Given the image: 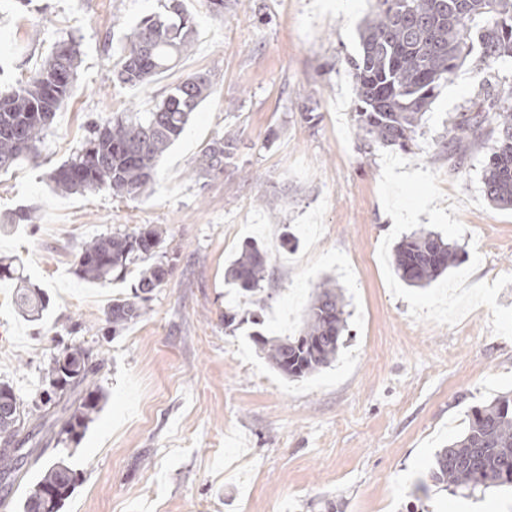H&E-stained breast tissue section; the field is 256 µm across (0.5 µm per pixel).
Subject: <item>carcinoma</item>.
Listing matches in <instances>:
<instances>
[{
    "mask_svg": "<svg viewBox=\"0 0 512 512\" xmlns=\"http://www.w3.org/2000/svg\"><path fill=\"white\" fill-rule=\"evenodd\" d=\"M163 11L142 17L125 36L115 78L143 86L171 68L193 44L195 16L183 0H161ZM358 58L351 60L357 105L354 120L364 144L405 150L414 141L439 89L479 47L478 61L490 69L512 58V0H377L376 10L359 30ZM77 48L55 44L51 55L27 79L0 86V171L36 149L76 80ZM213 93L206 74L174 85L148 112H114L104 123L88 125L74 158L49 174L59 194L92 193L102 188L121 200L143 196L154 181L157 163L181 135L191 114ZM490 125L498 138L484 161V193L497 207H512V86L498 95L493 112L462 113L447 132L456 146ZM236 149L227 131L202 149L192 174L205 180L224 171ZM457 248L442 236L418 230L395 248L393 267L410 287L424 288L458 260ZM272 257L256 241L243 245L227 270V280L254 297L270 276ZM172 267L165 232L150 224L84 242L76 255V274L103 286L122 283L137 272L127 297H117L105 313L104 335L117 334L141 318L155 289ZM17 281L15 305L33 320L46 299L25 285L13 261L0 260V280ZM346 317L336 283L326 279L314 290L303 327L296 336L269 338L257 330L253 342L273 368L290 378L320 372L336 360ZM100 364L80 343L63 345L51 358L43 388L32 400L38 427L59 428L72 440L98 412ZM25 406L12 387L0 385V479L12 482L34 456L38 443L23 432ZM435 485L475 490L512 487V399L498 396L474 408L468 427L435 454L429 471ZM76 472L62 459L41 465L37 481L21 503L22 512H60L74 492Z\"/></svg>",
    "mask_w": 512,
    "mask_h": 512,
    "instance_id": "cac0c4a2",
    "label": "carcinoma"
}]
</instances>
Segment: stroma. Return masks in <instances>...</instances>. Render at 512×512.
I'll use <instances>...</instances> for the list:
<instances>
[{
    "instance_id": "obj_1",
    "label": "stroma",
    "mask_w": 512,
    "mask_h": 512,
    "mask_svg": "<svg viewBox=\"0 0 512 512\" xmlns=\"http://www.w3.org/2000/svg\"><path fill=\"white\" fill-rule=\"evenodd\" d=\"M192 47L140 87L112 76L129 30L157 0H0V83L28 76L54 43L74 41V92L40 145L0 173V215L35 223L0 233V258L19 260L48 306L37 321L0 281V383L31 401L57 342L77 341L101 369L105 398L83 435L42 444L64 457L77 487L61 512H512V490L427 493L415 483L461 433L468 413L512 397V209L483 192L490 138L465 154L445 143L451 116L474 111L512 80L468 61L433 101L411 151L361 141L348 63L376 0H226L223 15L187 0ZM210 75L213 94L161 159L147 195L109 190L62 196L48 179L80 149L89 122L146 112L186 76ZM237 148L223 173L192 176L201 149L226 131ZM277 195V210L261 198ZM152 224L166 232L172 273L147 312L118 335L97 329L113 295L79 278L74 256L92 237ZM425 229L460 259L425 288L393 271V249ZM296 244L284 245L285 233ZM255 240L272 256L263 327H301L312 292L334 278L350 313L335 361L300 379L275 370L228 311L249 309L225 274ZM80 323L82 332L70 334Z\"/></svg>"
}]
</instances>
